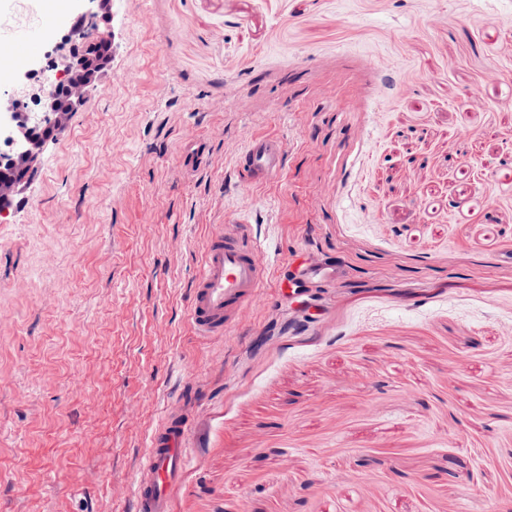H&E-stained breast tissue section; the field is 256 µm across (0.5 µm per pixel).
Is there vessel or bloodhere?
<instances>
[{"label":"vessel or blood","mask_w":512,"mask_h":512,"mask_svg":"<svg viewBox=\"0 0 512 512\" xmlns=\"http://www.w3.org/2000/svg\"><path fill=\"white\" fill-rule=\"evenodd\" d=\"M283 142L271 136L250 140L241 164L256 183L276 178L283 169ZM267 270L259 247L248 233L213 234L202 257L190 299V320L195 335L224 336L240 316L262 302ZM193 426L172 414L151 438L137 471V512H171L172 497L187 462Z\"/></svg>","instance_id":"1"}]
</instances>
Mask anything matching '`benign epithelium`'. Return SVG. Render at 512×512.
<instances>
[{
	"label": "benign epithelium",
	"instance_id": "benign-epithelium-1",
	"mask_svg": "<svg viewBox=\"0 0 512 512\" xmlns=\"http://www.w3.org/2000/svg\"><path fill=\"white\" fill-rule=\"evenodd\" d=\"M92 7L79 13L70 26L69 50L56 67L62 79L36 99L48 123L41 129L30 124L29 112L17 99L0 95V141L9 149L0 164V212L22 197L38 173L48 143L70 127L75 112L85 104L88 93L105 78L106 64L93 55L94 48H112L109 27L112 0H90Z\"/></svg>",
	"mask_w": 512,
	"mask_h": 512
}]
</instances>
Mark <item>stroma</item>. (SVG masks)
I'll return each mask as SVG.
<instances>
[{"label":"stroma","instance_id":"stroma-1","mask_svg":"<svg viewBox=\"0 0 512 512\" xmlns=\"http://www.w3.org/2000/svg\"><path fill=\"white\" fill-rule=\"evenodd\" d=\"M85 0H0L37 90ZM112 58L0 215V512H512V0H113ZM281 175L248 183L258 136ZM248 213L263 304L195 336ZM329 259L342 284L285 280ZM452 428L459 440L442 442ZM285 148L283 142L271 136H259L250 140L241 164L255 183L276 178L283 169ZM193 425L180 415L164 419L140 461L135 484L138 512H171L172 497L187 462Z\"/></svg>","mask_w":512,"mask_h":512}]
</instances>
